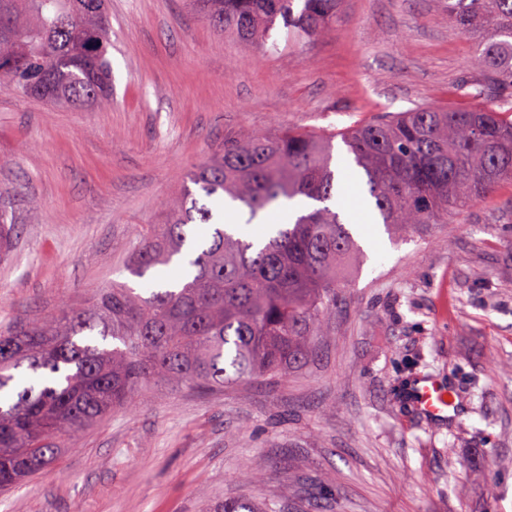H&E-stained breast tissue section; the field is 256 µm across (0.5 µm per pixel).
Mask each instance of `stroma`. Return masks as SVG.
<instances>
[{"label":"stroma","mask_w":512,"mask_h":512,"mask_svg":"<svg viewBox=\"0 0 512 512\" xmlns=\"http://www.w3.org/2000/svg\"><path fill=\"white\" fill-rule=\"evenodd\" d=\"M112 102L59 107L0 85V327L82 303L124 269L141 225L225 134L340 131L382 112L467 105L475 41L448 0H345L333 31L277 51L187 0H108ZM342 204L367 260L302 370L200 394L158 385L63 442L0 512H512V181L395 241L342 141ZM450 384L452 419L410 391Z\"/></svg>","instance_id":"obj_1"}]
</instances>
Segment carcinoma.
<instances>
[{
    "instance_id": "1",
    "label": "carcinoma",
    "mask_w": 512,
    "mask_h": 512,
    "mask_svg": "<svg viewBox=\"0 0 512 512\" xmlns=\"http://www.w3.org/2000/svg\"><path fill=\"white\" fill-rule=\"evenodd\" d=\"M343 0H192L198 13L251 47L272 31L325 35ZM448 18L475 36L479 82L464 109L417 107L339 134L283 128L226 134L195 166L162 224L140 227L127 270L92 300L63 302L0 330V490L22 486L73 439L152 384L207 394L301 368L360 263L352 225L333 203V140L341 136L368 202L389 231L446 224L512 180V0H448ZM112 26L105 0H0V85L74 107L112 100ZM220 197L246 223L298 196L321 206L247 235L213 224L196 194ZM211 512H259L226 496Z\"/></svg>"
}]
</instances>
